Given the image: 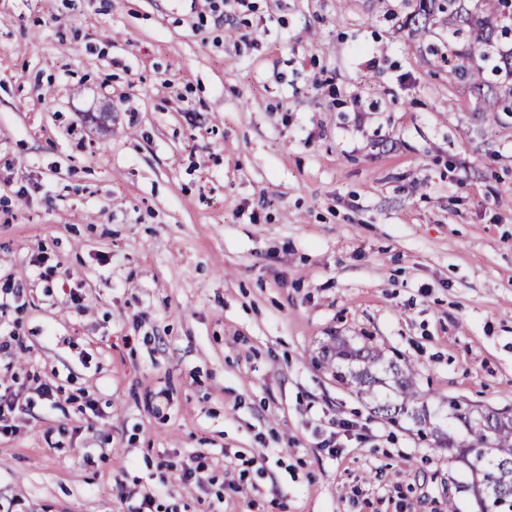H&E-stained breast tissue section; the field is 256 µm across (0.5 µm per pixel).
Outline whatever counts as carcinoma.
<instances>
[{
  "label": "carcinoma",
  "mask_w": 512,
  "mask_h": 512,
  "mask_svg": "<svg viewBox=\"0 0 512 512\" xmlns=\"http://www.w3.org/2000/svg\"><path fill=\"white\" fill-rule=\"evenodd\" d=\"M462 0H448V26L456 31L468 29L472 43L459 52L470 57L478 47L491 48L509 28L498 24L505 0H479L472 12ZM461 78L471 87L491 93L490 105L499 96L480 68H459ZM317 363L329 369L336 380L366 395L383 417L393 422L402 418L429 431L436 448L448 452L469 473L467 491L476 496L480 512H512V413L507 410L477 409L463 406L455 399L438 404L433 411L415 388L413 370L407 363L386 359L370 344L354 347L336 337L321 348ZM489 489L479 498L477 491Z\"/></svg>",
  "instance_id": "cac0c4a2"
}]
</instances>
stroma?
I'll use <instances>...</instances> for the list:
<instances>
[{"label": "stroma", "mask_w": 512, "mask_h": 512, "mask_svg": "<svg viewBox=\"0 0 512 512\" xmlns=\"http://www.w3.org/2000/svg\"><path fill=\"white\" fill-rule=\"evenodd\" d=\"M418 4L0 0V504L478 512L314 362L343 336L512 410V113Z\"/></svg>", "instance_id": "1"}]
</instances>
